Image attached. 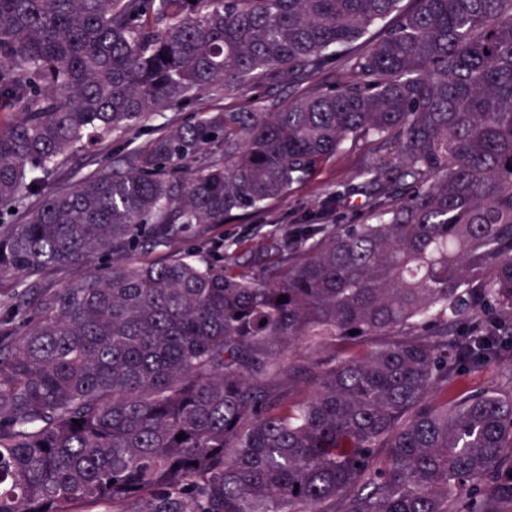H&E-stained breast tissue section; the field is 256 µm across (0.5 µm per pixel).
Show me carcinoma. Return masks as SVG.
<instances>
[{
    "instance_id": "cac0c4a2",
    "label": "carcinoma",
    "mask_w": 512,
    "mask_h": 512,
    "mask_svg": "<svg viewBox=\"0 0 512 512\" xmlns=\"http://www.w3.org/2000/svg\"><path fill=\"white\" fill-rule=\"evenodd\" d=\"M0 0V278L105 260L0 340V512H503L512 0ZM212 109L46 191L38 171L205 91ZM344 150V188L230 264L167 253ZM288 301L281 303L280 296ZM356 334H350V331ZM185 438L177 440L176 436ZM296 93L288 84L256 89H244L237 93L219 95L205 93L199 99L181 109H170L154 115L147 123L148 133L129 137L131 147H144L150 139L163 132L168 126L194 118L198 112L209 108H238L245 105L269 106L273 101H292ZM511 359V352H507L496 366L471 371L463 380V388L471 392H480L491 387L503 391L512 390Z\"/></svg>"
}]
</instances>
